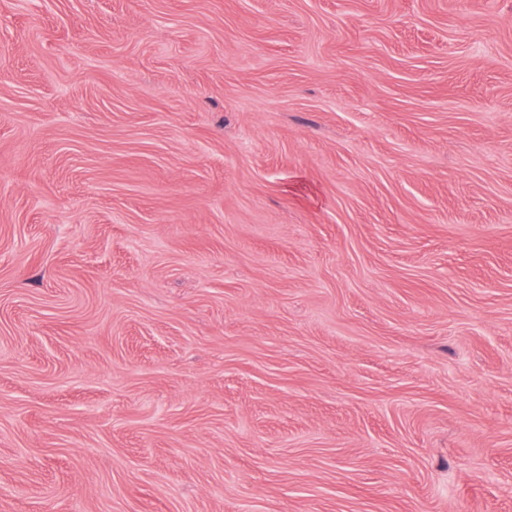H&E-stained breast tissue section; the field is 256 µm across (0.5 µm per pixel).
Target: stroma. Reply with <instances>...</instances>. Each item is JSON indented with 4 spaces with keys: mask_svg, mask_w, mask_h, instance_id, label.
<instances>
[{
    "mask_svg": "<svg viewBox=\"0 0 512 512\" xmlns=\"http://www.w3.org/2000/svg\"><path fill=\"white\" fill-rule=\"evenodd\" d=\"M0 512H512V0H0Z\"/></svg>",
    "mask_w": 512,
    "mask_h": 512,
    "instance_id": "stroma-1",
    "label": "stroma"
}]
</instances>
